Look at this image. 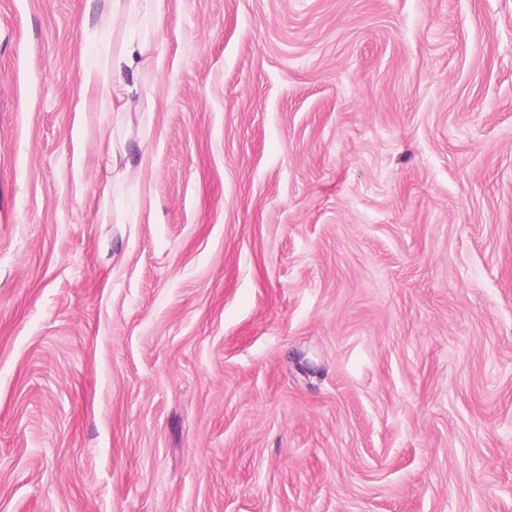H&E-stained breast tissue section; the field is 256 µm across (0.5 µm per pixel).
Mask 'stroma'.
I'll return each instance as SVG.
<instances>
[{
  "label": "stroma",
  "instance_id": "stroma-1",
  "mask_svg": "<svg viewBox=\"0 0 512 512\" xmlns=\"http://www.w3.org/2000/svg\"><path fill=\"white\" fill-rule=\"evenodd\" d=\"M101 7L0 0V512H512V0H166L130 224Z\"/></svg>",
  "mask_w": 512,
  "mask_h": 512
}]
</instances>
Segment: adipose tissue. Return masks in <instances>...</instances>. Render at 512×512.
I'll return each mask as SVG.
<instances>
[{
  "label": "adipose tissue",
  "instance_id": "1",
  "mask_svg": "<svg viewBox=\"0 0 512 512\" xmlns=\"http://www.w3.org/2000/svg\"><path fill=\"white\" fill-rule=\"evenodd\" d=\"M164 8L165 0H103L97 17L99 27L117 37L112 50L83 75L84 84L98 93L99 112L112 118L100 128V140L108 145L103 159L112 169V204L99 214L105 224L128 222L120 191L136 180L151 157L156 100L146 75L162 63L153 31Z\"/></svg>",
  "mask_w": 512,
  "mask_h": 512
}]
</instances>
